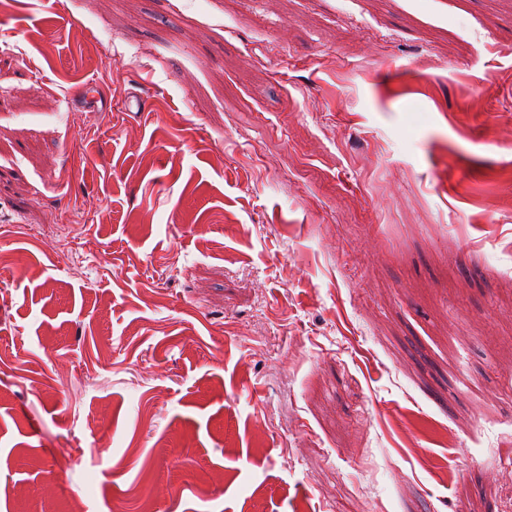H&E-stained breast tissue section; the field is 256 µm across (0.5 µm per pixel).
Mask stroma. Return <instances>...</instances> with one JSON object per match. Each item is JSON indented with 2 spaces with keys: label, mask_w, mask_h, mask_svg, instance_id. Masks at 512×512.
<instances>
[{
  "label": "stroma",
  "mask_w": 512,
  "mask_h": 512,
  "mask_svg": "<svg viewBox=\"0 0 512 512\" xmlns=\"http://www.w3.org/2000/svg\"><path fill=\"white\" fill-rule=\"evenodd\" d=\"M0 45V512H512V0Z\"/></svg>",
  "instance_id": "obj_1"
}]
</instances>
